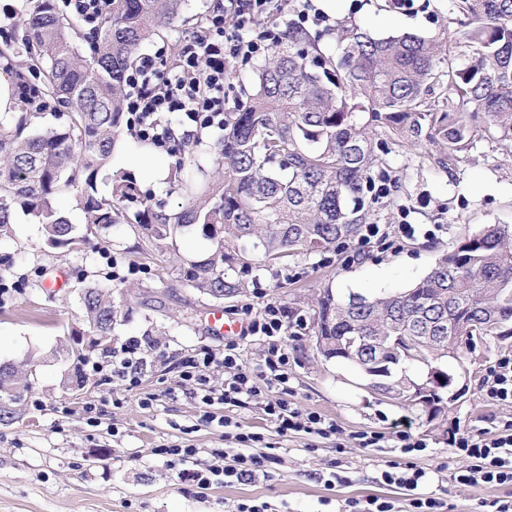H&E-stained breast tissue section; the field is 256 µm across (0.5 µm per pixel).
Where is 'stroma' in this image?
<instances>
[{"mask_svg": "<svg viewBox=\"0 0 512 512\" xmlns=\"http://www.w3.org/2000/svg\"><path fill=\"white\" fill-rule=\"evenodd\" d=\"M224 4L187 0L172 25L144 44V52L161 53L164 65H171L180 42ZM340 25H357L376 36L415 33L445 42L453 68L472 61L473 52L461 38L463 25L448 19V0H414L405 12L393 9L389 0H351L343 12L329 16L324 28L310 26L321 55L335 54ZM443 154L441 145L425 142L395 148L383 158L392 204L377 210L373 221L414 225V237L389 249L370 245L351 261L331 250L289 258L284 268L239 269L236 277L248 283L244 294L221 301L176 277L182 261L203 259L213 248L197 228L181 229L157 251L121 224L76 253L48 247L40 225L16 213L11 237L0 240V277L11 283L0 294V363H27L31 374L21 398L0 397V512H234L238 503L251 499L269 503L272 512H337L348 498L378 495L399 501L401 490L378 480L379 454L356 447L352 436L371 430L393 437L400 418L429 444L426 455L413 463L426 474L423 492L442 498L446 512H482L483 503L512 501V485L457 482L454 474L463 461L448 441L457 427L481 429L512 419V409L488 403L480 391L494 361L512 354V338L468 355L470 375L461 397L432 423L422 408L372 394L353 366L322 356L304 329L285 340L288 388L303 409L333 419L339 434L281 436L259 403H216L213 413L229 416L241 430L264 434L272 444L278 462L267 476L246 485L200 489L179 481L160 454L188 445L207 462L212 450L235 448L222 428L204 421L191 384L181 378L189 356L203 348L218 355L224 350L223 338L207 331L212 309L231 314L249 305L259 311L271 302L309 322L324 288L343 299L407 288L468 235L489 224L512 225V144L479 138L445 165ZM103 247L134 268L112 284L123 315L112 344L137 341L149 351L147 366L133 390L120 379L91 373L83 387L66 390L61 380L74 363L53 351L78 322L80 288L106 277L99 254ZM57 269L67 272L68 284L47 293L42 282ZM146 397L150 405L141 406ZM91 405L98 417L94 426L86 421ZM336 466L346 483L326 485L324 473Z\"/></svg>", "mask_w": 512, "mask_h": 512, "instance_id": "stroma-1", "label": "stroma"}]
</instances>
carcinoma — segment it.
<instances>
[{
    "instance_id": "cac0c4a2",
    "label": "carcinoma",
    "mask_w": 512,
    "mask_h": 512,
    "mask_svg": "<svg viewBox=\"0 0 512 512\" xmlns=\"http://www.w3.org/2000/svg\"><path fill=\"white\" fill-rule=\"evenodd\" d=\"M183 0H111V10L81 50L73 21L53 0H39L22 22L25 56L5 45L0 58L15 75L42 76L43 95L74 107L62 125L31 132L37 112L0 114V237L12 233L21 209L41 224L52 248L82 251L125 220L160 250L170 236L194 226L216 243L204 260L178 270L180 282L216 300L242 292L245 280L228 271L248 262L243 241L260 250V267L274 268L300 254L325 252L357 240L373 216L375 168L392 146L422 140L462 152L478 135L512 142V0H449V13L468 18L464 38L475 55L463 69L447 67L438 42L415 34L375 38L353 27L341 31L334 57L309 53L306 30L288 29L286 43L262 63L256 91L241 112L224 113L215 141L217 168L177 159L170 181L184 191L181 210L140 197L135 178L112 170L125 120L126 70L142 44L178 16ZM107 173L110 194L98 196ZM76 190L86 233L74 234L56 198ZM79 298L95 334L112 335L119 307L107 283L88 284ZM312 335L327 359L352 363L392 398L417 407L422 382L410 365L444 371L431 392L442 412L455 402L451 388L471 339L512 337V227L490 224L443 255L415 285L368 298H338L330 288L316 301ZM385 353L388 374L365 359L357 339ZM456 348V356L448 348Z\"/></svg>"
}]
</instances>
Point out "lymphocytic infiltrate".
<instances>
[{
    "instance_id": "1",
    "label": "lymphocytic infiltrate",
    "mask_w": 512,
    "mask_h": 512,
    "mask_svg": "<svg viewBox=\"0 0 512 512\" xmlns=\"http://www.w3.org/2000/svg\"><path fill=\"white\" fill-rule=\"evenodd\" d=\"M290 13L289 23L297 29L310 21L308 9L289 7L286 0H227L224 9L207 17L203 31L186 38L180 45L173 68L169 73L158 69V58L140 55L126 73L124 109L129 115L132 131L140 139L157 147L181 145L209 128H222L229 96L224 88L227 67L233 62H250L265 57L279 45L285 33L278 25L269 23L274 13ZM178 115L177 125H170L168 116ZM247 323V333L267 341L268 348L260 372L247 367L238 351L237 342L225 343L222 356L204 349L183 363L182 379L194 385L201 404L206 406L207 422L229 427L224 416H215L209 408L214 403L241 406L258 399L260 383L287 386L288 348L283 343L289 329H303V319L287 321L280 306L269 303L261 312L250 307L240 310ZM135 343L113 348L109 363L92 362L94 373L103 372L118 377L127 388L138 387L141 370L147 359L138 352ZM220 367L224 370V385H211L208 373ZM263 413L280 435L303 433L326 438L337 434L334 420L315 411L302 409L294 400L280 397L263 402ZM234 452L220 451L213 464H199L198 449L178 445L166 449V463L176 470L180 481L207 488L251 482L273 463L264 436L258 432H237ZM453 446L464 461L456 479L463 484H512V420L504 423L494 435L485 430L463 429L452 439ZM424 440L406 430L399 431L392 447V456L383 458L381 484L405 492L402 503L382 496L346 501L341 512H442V499L420 493L423 471L414 469L411 457L426 452Z\"/></svg>"
}]
</instances>
